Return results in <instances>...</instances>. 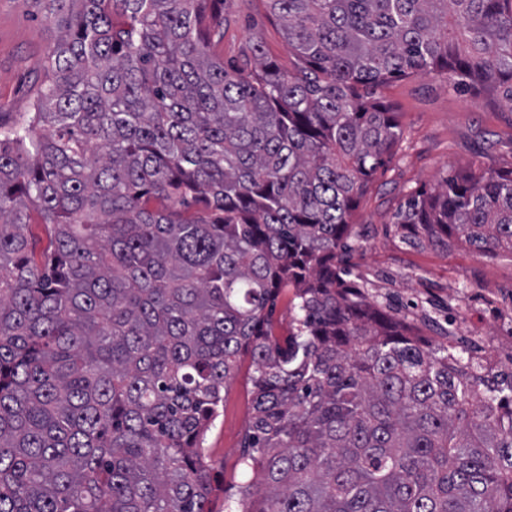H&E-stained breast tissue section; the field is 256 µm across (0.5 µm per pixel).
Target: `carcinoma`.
Listing matches in <instances>:
<instances>
[{
  "label": "carcinoma",
  "instance_id": "carcinoma-1",
  "mask_svg": "<svg viewBox=\"0 0 512 512\" xmlns=\"http://www.w3.org/2000/svg\"><path fill=\"white\" fill-rule=\"evenodd\" d=\"M42 2L44 79L0 114V512H212L203 440L245 351L240 512H512V372L347 280L404 136L377 90L512 105V0H265L292 72L212 53L229 0ZM396 224L512 254V168L451 172Z\"/></svg>",
  "mask_w": 512,
  "mask_h": 512
}]
</instances>
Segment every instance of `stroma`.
Listing matches in <instances>:
<instances>
[{"label":"stroma","instance_id":"35a3bbf8","mask_svg":"<svg viewBox=\"0 0 512 512\" xmlns=\"http://www.w3.org/2000/svg\"><path fill=\"white\" fill-rule=\"evenodd\" d=\"M229 22L217 52L242 64L253 44L284 70L294 69L280 28L263 0H229ZM57 39L40 0H0V112L18 116L43 78V56ZM397 112L405 138L393 162L373 176L354 213L351 285L417 334L422 346L459 344L465 331L498 335L490 301H512V256L479 254L461 242L448 249L407 245L395 214L408 194L432 190L451 171L482 164L512 167V110L487 90H451L446 81L411 74L392 79L379 91ZM248 365L231 380L224 408L208 430L204 448L217 492L214 512L236 497L245 480L237 461L249 416Z\"/></svg>","mask_w":512,"mask_h":512}]
</instances>
